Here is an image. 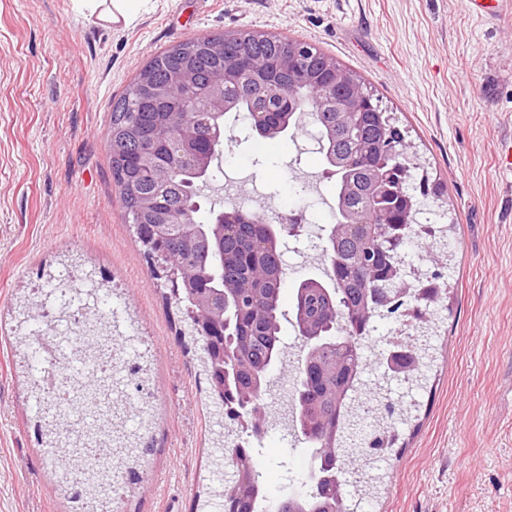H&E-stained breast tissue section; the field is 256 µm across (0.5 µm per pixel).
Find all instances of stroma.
I'll use <instances>...</instances> for the list:
<instances>
[{"instance_id": "stroma-1", "label": "stroma", "mask_w": 512, "mask_h": 512, "mask_svg": "<svg viewBox=\"0 0 512 512\" xmlns=\"http://www.w3.org/2000/svg\"><path fill=\"white\" fill-rule=\"evenodd\" d=\"M281 33L361 74L410 149L409 190L431 223L459 222L455 270L426 250L421 273L449 274L441 359L415 427L399 425L386 466L389 491L373 512H512V11L487 20L465 0H146L129 24L79 13L72 0H0V512H71L61 470L43 462L33 422L36 381L11 308L64 255L97 283L124 290L139 335L154 351L150 464L121 512H195L224 484L212 447L220 409L186 337V303L151 277L112 178L105 142L112 103L139 69L182 42L224 31ZM314 127L258 141L226 119L224 151L203 188V209L275 214L305 227L284 237L283 310L307 278L322 279L334 179ZM316 229H307L308 221ZM269 494L304 490L311 450L291 429L255 448Z\"/></svg>"}]
</instances>
